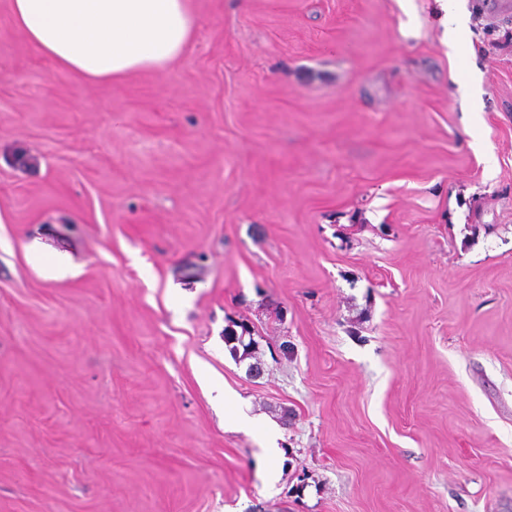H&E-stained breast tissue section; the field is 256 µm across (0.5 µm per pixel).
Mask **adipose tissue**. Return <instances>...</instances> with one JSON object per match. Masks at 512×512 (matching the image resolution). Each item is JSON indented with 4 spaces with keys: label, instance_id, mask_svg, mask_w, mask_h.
Listing matches in <instances>:
<instances>
[{
    "label": "adipose tissue",
    "instance_id": "obj_1",
    "mask_svg": "<svg viewBox=\"0 0 512 512\" xmlns=\"http://www.w3.org/2000/svg\"><path fill=\"white\" fill-rule=\"evenodd\" d=\"M17 32L84 82L160 71L187 55L196 20L189 0H10Z\"/></svg>",
    "mask_w": 512,
    "mask_h": 512
}]
</instances>
